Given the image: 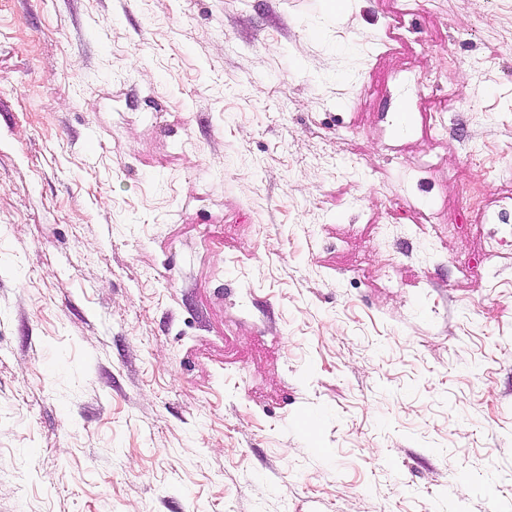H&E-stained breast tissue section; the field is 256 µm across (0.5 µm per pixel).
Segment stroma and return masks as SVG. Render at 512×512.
Listing matches in <instances>:
<instances>
[{
  "instance_id": "1",
  "label": "stroma",
  "mask_w": 512,
  "mask_h": 512,
  "mask_svg": "<svg viewBox=\"0 0 512 512\" xmlns=\"http://www.w3.org/2000/svg\"><path fill=\"white\" fill-rule=\"evenodd\" d=\"M510 28L0 0V512H512Z\"/></svg>"
}]
</instances>
